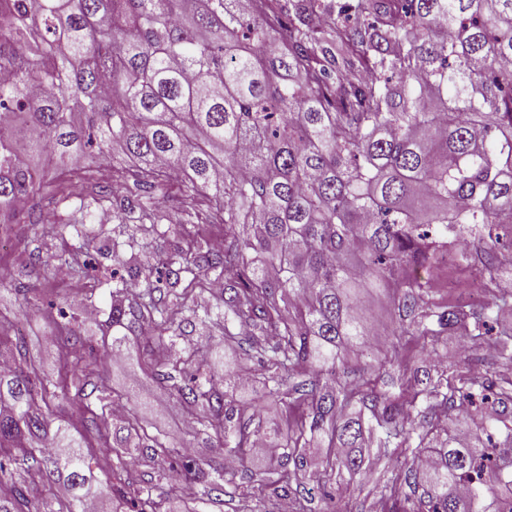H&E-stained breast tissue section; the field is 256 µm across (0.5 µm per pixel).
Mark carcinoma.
<instances>
[{
  "label": "carcinoma",
  "instance_id": "cac0c4a2",
  "mask_svg": "<svg viewBox=\"0 0 512 512\" xmlns=\"http://www.w3.org/2000/svg\"><path fill=\"white\" fill-rule=\"evenodd\" d=\"M250 2L0 0V223H15L18 203L43 194L83 222L109 210L114 223L153 229L169 221L155 194L167 195L176 175L181 210L224 225V250L171 254L165 276L142 288L120 280L101 339L129 314L157 327L148 357L135 358L140 370L187 376L177 392L236 454L270 441L260 423L231 426L227 380L200 382V361L176 353L177 334L163 336L188 320L181 273L204 268L226 282L220 341L231 324L265 336L245 356L266 371L269 395L286 385L296 408L274 431L295 452L254 492H288L287 462L305 470L299 449L322 433L335 449L325 471L359 475L362 458L341 449L362 445V424L348 413L368 407L385 454L433 460L404 475L424 479L428 512H512V395L497 382L461 376L443 393L429 376L426 388L393 399L375 378L348 389L336 376L377 335L359 304L381 288L401 293L395 321L413 317L415 335L446 331L512 361V329L487 339L490 307L426 300L448 257L485 276L484 288L512 282L499 234L512 224V0H345L318 26L314 18L333 11L325 0H257L256 12ZM115 154L126 161L113 171L126 191L116 204L99 170ZM51 260L84 273L76 250ZM79 328L73 317L55 336L75 347ZM12 331L0 319V359L12 365L0 370V474L18 467L66 482L73 503L54 511L44 498V512H84L108 493L132 512H162L139 466H171L181 449L135 412L124 416L120 448L93 426L114 476L104 489L80 440L53 427L60 399L94 423L117 397L139 403L134 389L116 394L82 357L52 377ZM422 395L423 412L478 417L479 431L418 432L400 410ZM170 480L169 512H203L179 510L186 482L204 484L209 499L224 493L192 458ZM32 509L15 485L0 495V512Z\"/></svg>",
  "mask_w": 512,
  "mask_h": 512
}]
</instances>
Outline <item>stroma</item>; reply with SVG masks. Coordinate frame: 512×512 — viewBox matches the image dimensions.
<instances>
[{"label": "stroma", "mask_w": 512, "mask_h": 512, "mask_svg": "<svg viewBox=\"0 0 512 512\" xmlns=\"http://www.w3.org/2000/svg\"><path fill=\"white\" fill-rule=\"evenodd\" d=\"M8 234L9 250L0 255V264L10 268L13 287L29 289L31 295L40 298L39 311L30 323L29 351L46 373L54 374L66 359L64 350L51 338L54 322L65 314L81 318L84 321L82 335L93 336L97 333V322L108 317L112 287L107 272L113 265V258L107 247L112 240L137 239L138 265L146 275L157 258L188 249L202 235L211 241L223 237L224 229L219 225L184 223L162 224L157 231L146 232L137 224H86L81 234L55 237L43 235L40 225L24 218L10 225ZM78 245L83 246L98 268L97 279L74 275L61 279L54 268L46 266L50 255ZM436 277L437 286L428 296L430 302L473 304L468 269L453 265L437 271ZM395 303L396 296L392 293L372 302L370 315L379 326L381 341L374 349L350 358L346 375L350 383L374 377L381 392L394 396L427 371L446 378L461 372L468 374L476 368L483 369L486 377L495 380L512 375V362L477 347L461 350L458 337L419 338L404 331L391 321ZM225 355L231 358V365L212 366L210 374L222 377L229 367L252 379L248 399L260 407L264 427L283 426L288 396L270 398L261 380L262 367L256 360L244 358L240 349L226 348ZM397 357L406 361L407 373H399L392 366V359ZM139 388L141 394L151 400L149 406L137 409L149 432L166 435L175 447L192 449L194 457L205 463L211 477L228 476L223 495L208 501L207 512H295V500L302 494L308 497V512H427L421 487L401 479L409 467L408 462L390 460L375 447L364 454L361 479L353 481L345 474L327 476L322 467L327 448L319 444L307 449L306 474L292 482L288 494L265 498L251 495L253 477L262 471L253 456L241 457L229 452L220 437L202 426L186 429L189 414L171 383H161L143 374L139 377Z\"/></svg>", "instance_id": "obj_1"}]
</instances>
